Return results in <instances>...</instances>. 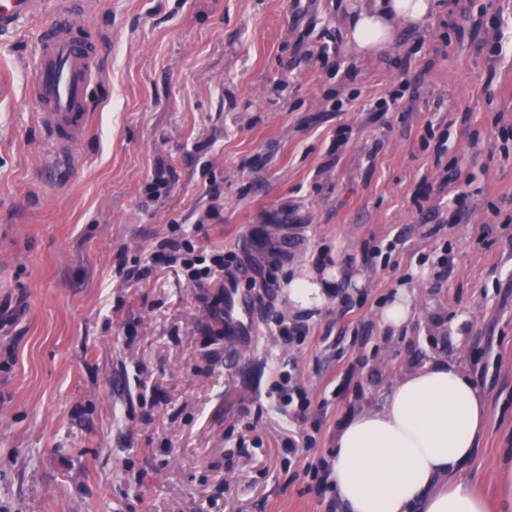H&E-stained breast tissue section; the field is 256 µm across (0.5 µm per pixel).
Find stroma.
Masks as SVG:
<instances>
[{
    "label": "stroma",
    "mask_w": 512,
    "mask_h": 512,
    "mask_svg": "<svg viewBox=\"0 0 512 512\" xmlns=\"http://www.w3.org/2000/svg\"><path fill=\"white\" fill-rule=\"evenodd\" d=\"M360 2L98 0L97 116L66 179L47 173L26 94L43 23L0 41V512H345L307 463L435 358L487 401L461 476L496 512L512 455V0H432L377 56L347 37ZM483 12L502 21L500 56L470 33ZM160 165L170 185L147 197ZM173 224L265 266L273 287L231 293L248 336L209 335L218 282L166 262L138 284L120 274ZM306 268L326 280L297 308ZM403 290L413 316L393 331L382 314ZM294 324L304 342L279 337ZM283 372L313 399L305 421L278 408ZM308 434L312 450L286 452ZM319 275L311 270H306L303 275L293 278L289 284V298L296 306L308 307L315 298L320 297Z\"/></svg>",
    "instance_id": "1"
}]
</instances>
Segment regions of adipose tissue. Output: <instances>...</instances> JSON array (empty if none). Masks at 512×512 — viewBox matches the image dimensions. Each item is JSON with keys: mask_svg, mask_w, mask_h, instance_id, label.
<instances>
[{"mask_svg": "<svg viewBox=\"0 0 512 512\" xmlns=\"http://www.w3.org/2000/svg\"><path fill=\"white\" fill-rule=\"evenodd\" d=\"M431 9V0H364L349 37L360 53H380L397 25H418ZM487 414L484 396L459 363L428 361L338 427L328 481L346 512H489L486 500L456 477Z\"/></svg>", "mask_w": 512, "mask_h": 512, "instance_id": "obj_1", "label": "adipose tissue"}]
</instances>
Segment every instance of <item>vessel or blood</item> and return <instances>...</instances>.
I'll return each mask as SVG.
<instances>
[{"label":"vessel or blood","instance_id":"vessel-or-blood-1","mask_svg":"<svg viewBox=\"0 0 512 512\" xmlns=\"http://www.w3.org/2000/svg\"><path fill=\"white\" fill-rule=\"evenodd\" d=\"M97 0H0V38L14 36L28 21L44 20L27 95L39 109L54 162L68 166L70 147L94 123L92 89L99 71V44L84 36Z\"/></svg>","mask_w":512,"mask_h":512}]
</instances>
